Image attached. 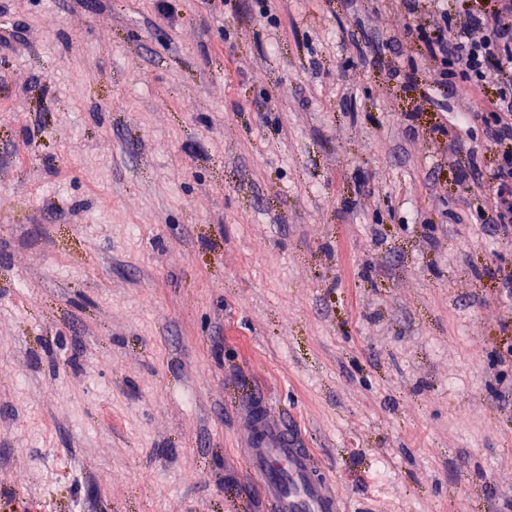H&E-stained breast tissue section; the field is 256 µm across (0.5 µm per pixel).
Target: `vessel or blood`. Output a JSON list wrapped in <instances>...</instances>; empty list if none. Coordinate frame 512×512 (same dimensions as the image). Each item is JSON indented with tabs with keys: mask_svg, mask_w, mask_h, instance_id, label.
I'll use <instances>...</instances> for the list:
<instances>
[{
	"mask_svg": "<svg viewBox=\"0 0 512 512\" xmlns=\"http://www.w3.org/2000/svg\"><path fill=\"white\" fill-rule=\"evenodd\" d=\"M246 463L272 512H341L336 488L313 453L277 421L264 417L254 423Z\"/></svg>",
	"mask_w": 512,
	"mask_h": 512,
	"instance_id": "vessel-or-blood-1",
	"label": "vessel or blood"
}]
</instances>
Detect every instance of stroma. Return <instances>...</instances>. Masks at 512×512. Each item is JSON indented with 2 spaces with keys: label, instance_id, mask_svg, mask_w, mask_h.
<instances>
[{
  "label": "stroma",
  "instance_id": "stroma-1",
  "mask_svg": "<svg viewBox=\"0 0 512 512\" xmlns=\"http://www.w3.org/2000/svg\"><path fill=\"white\" fill-rule=\"evenodd\" d=\"M429 22L0 0V512H269L261 414L344 512H512V232L469 176L499 149Z\"/></svg>",
  "mask_w": 512,
  "mask_h": 512
}]
</instances>
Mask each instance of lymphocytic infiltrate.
<instances>
[{
	"label": "lymphocytic infiltrate",
	"instance_id": "obj_1",
	"mask_svg": "<svg viewBox=\"0 0 512 512\" xmlns=\"http://www.w3.org/2000/svg\"><path fill=\"white\" fill-rule=\"evenodd\" d=\"M427 58L437 67L439 86L464 85L480 107L461 113L460 124L480 122L490 144L512 143V0H478L462 17L435 12L429 27L416 31ZM496 86L495 97H485ZM493 196L483 222L512 230V150L502 153L492 174Z\"/></svg>",
	"mask_w": 512,
	"mask_h": 512
}]
</instances>
